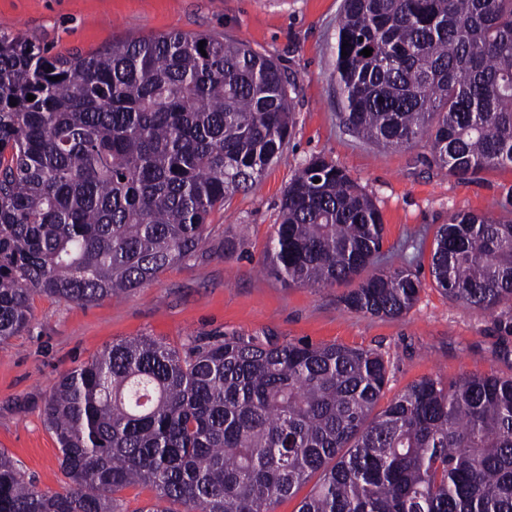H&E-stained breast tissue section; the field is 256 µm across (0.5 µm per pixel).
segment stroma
<instances>
[{"label":"stroma","mask_w":512,"mask_h":512,"mask_svg":"<svg viewBox=\"0 0 512 512\" xmlns=\"http://www.w3.org/2000/svg\"><path fill=\"white\" fill-rule=\"evenodd\" d=\"M343 0H0V31L49 55L91 53L128 37L208 33L273 58L292 83L295 124L287 148L249 192L210 217L208 255L180 262L131 293L92 304L37 294L27 331L0 344V449L43 491L61 490V453L43 417L59 378L112 342L152 337L175 349L229 334L373 350L388 367L383 399L412 382L468 375L512 378V328L501 312L450 301L429 272L436 230L461 210H512V168L460 180L426 164L425 142L384 148L349 133L338 117L334 47ZM316 155L346 169L381 211L380 267L406 263L422 287L402 317L346 309L342 282L289 287L263 266L288 183ZM235 247L225 250V238Z\"/></svg>","instance_id":"stroma-1"}]
</instances>
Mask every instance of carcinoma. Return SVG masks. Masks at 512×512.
Masks as SVG:
<instances>
[{"instance_id": "obj_1", "label": "carcinoma", "mask_w": 512, "mask_h": 512, "mask_svg": "<svg viewBox=\"0 0 512 512\" xmlns=\"http://www.w3.org/2000/svg\"><path fill=\"white\" fill-rule=\"evenodd\" d=\"M334 74L359 137L425 138L429 166L459 179L512 167V0H344ZM289 86L203 33L61 58L0 32V343L29 328L35 294L90 304L206 257L211 213L288 145ZM281 210L265 255L281 282L355 281L340 303L371 317L412 308L409 265L369 271L382 215L342 168L311 159ZM430 275L451 301L511 313L512 211L452 215ZM386 378L380 354L340 344L114 342L45 403L62 490L0 450V512H126L132 484L155 494L141 512H275L311 481L297 512H512V379L423 378L381 408Z\"/></svg>"}]
</instances>
